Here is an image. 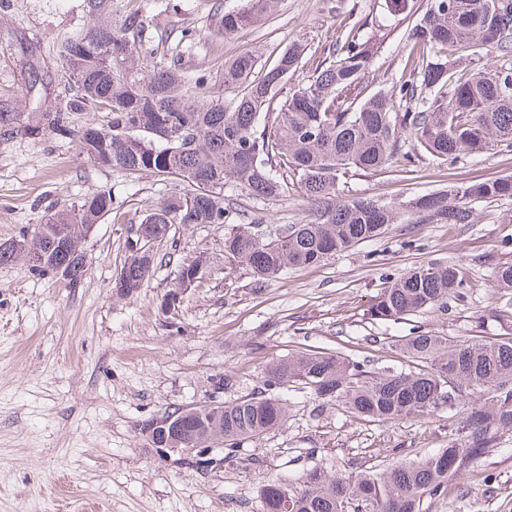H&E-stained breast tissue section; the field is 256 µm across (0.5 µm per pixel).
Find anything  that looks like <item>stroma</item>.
<instances>
[{
	"label": "stroma",
	"instance_id": "1",
	"mask_svg": "<svg viewBox=\"0 0 512 512\" xmlns=\"http://www.w3.org/2000/svg\"><path fill=\"white\" fill-rule=\"evenodd\" d=\"M147 16L159 58L178 57L204 76L203 101L230 102L224 61L251 47L262 59L301 42L318 48L356 33L376 40L366 82L393 89L405 64L410 24L391 0H281L273 18L224 37L218 29L239 0H131ZM90 25L87 0H0V112H52L70 93L57 47ZM512 177V150L450 162L357 172L341 200L386 204L454 184ZM115 214L85 241L88 271L75 286L36 276L24 262L0 266V512H261L266 485L298 482L313 468L357 474L417 461L448 445L457 411L440 409L370 422L301 387L282 389L287 422L243 440L233 461L200 471L146 446L138 425L176 407L232 402L262 385L276 360L307 349L341 353L372 372L407 370L401 345L413 330L467 340H512V294L497 267L512 263V198L476 202L466 224H426L414 216L324 262L289 269L256 290L248 267L223 260L224 227L180 225L173 262L158 264L137 296L112 284L125 255L128 218L160 205L172 181L134 176L91 162L76 137L43 129L0 134V241L33 229L48 211L100 190ZM224 195L262 215L268 231L304 221L312 204L299 192L278 200ZM207 254L210 270L177 312L161 302L179 261ZM457 265L465 297L447 310L405 320L372 318L387 281L411 267ZM421 512H512V431L498 435L447 497L424 498Z\"/></svg>",
	"mask_w": 512,
	"mask_h": 512
}]
</instances>
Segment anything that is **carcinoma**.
<instances>
[{
    "label": "carcinoma",
    "mask_w": 512,
    "mask_h": 512,
    "mask_svg": "<svg viewBox=\"0 0 512 512\" xmlns=\"http://www.w3.org/2000/svg\"><path fill=\"white\" fill-rule=\"evenodd\" d=\"M278 0H242L224 14V35L259 23L276 10ZM92 25L59 47L62 67L74 94L65 109L42 112L35 123L11 126L0 112V125L33 133L46 127L65 137L77 134L94 163L128 174L149 171L173 180L172 192L150 212L131 218L155 224H224L231 212L224 185L241 193L278 200L296 190L317 203L300 224H287L276 235L257 239L253 214L238 215L224 232V257L251 269L262 288L289 268L317 265L357 243L381 235L400 215L410 212L434 224H467L471 203L512 197V178L462 183L450 191L420 196L398 205L359 197L336 202V189L352 171L387 169L402 157L458 158L499 146L512 148V67H482L457 74L453 50L466 46L479 57L512 55V0H425L407 35L404 70L408 79L398 95L367 91L372 38L350 34L330 40L318 52L294 44L274 61L258 64L250 48L224 61V87L237 90L231 106L205 103L191 78L175 61L156 60L147 18L118 0H87ZM408 104L397 112V102ZM72 111L105 112L75 131ZM411 151H402L405 144ZM112 211V194L100 190L66 210L46 216L25 234L33 251L67 243L75 267V286L88 262L82 249L87 225L100 224ZM171 254L125 256L114 279L119 298L137 295L158 263ZM466 281L454 265L429 263L410 269L381 289L369 308L372 317L404 319L422 310L445 308L464 295ZM403 349L417 368L373 373L339 354L299 351L272 364L261 390L226 403L177 408L163 417L167 443L182 448H224L283 425L288 403L274 391L304 385L316 397L336 402L370 422H387L443 407H460L465 416L457 437L442 451L387 469L357 476L309 471L302 487L269 484L262 492L263 512H420L425 496L444 497L449 480L469 470L503 430H512V340L458 341L416 332ZM487 392L488 402L471 401V391Z\"/></svg>",
    "instance_id": "carcinoma-1"
}]
</instances>
